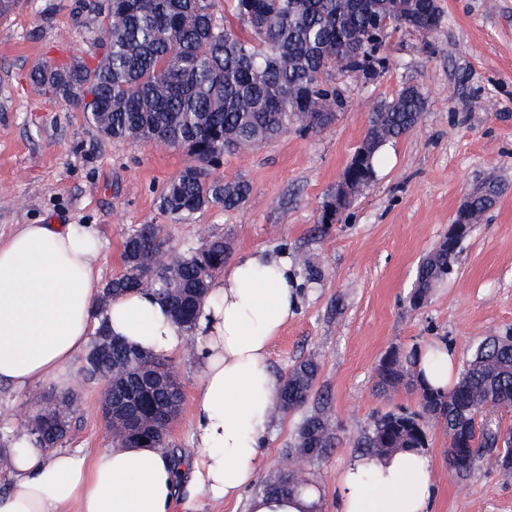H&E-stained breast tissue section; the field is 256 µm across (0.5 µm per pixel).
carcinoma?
Returning <instances> with one entry per match:
<instances>
[{
	"instance_id": "cac0c4a2",
	"label": "carcinoma",
	"mask_w": 512,
	"mask_h": 512,
	"mask_svg": "<svg viewBox=\"0 0 512 512\" xmlns=\"http://www.w3.org/2000/svg\"><path fill=\"white\" fill-rule=\"evenodd\" d=\"M101 15L107 35L95 39L91 60L61 59L37 67L31 82L43 93L82 110L103 135L130 142L185 147L193 158L162 190L160 210L175 221L197 211L242 206L252 188L245 180L224 182L211 177L229 150H248L279 138L300 124L321 129L343 106L335 73L362 66L357 50H381L384 35L375 20L388 17L424 36L442 24L438 7L417 10L415 0H233L238 27L217 15L216 0H78L76 14ZM426 97L415 86L403 88L371 113L361 148V167L350 171L357 188L374 178L380 149L406 134L425 110ZM162 227L142 224L127 233L122 274L105 290L117 297L152 284L169 306L177 324L194 328L198 309L214 275L224 270L229 247L211 236L198 251L176 254L174 272L152 263L164 246ZM460 245H439L422 261L417 275L424 296L451 272ZM137 348L111 336L99 321L88 343L85 380L104 381L115 365ZM319 373L312 358L298 361L282 375L274 410L287 414L309 399ZM112 386L116 415H125L123 400L142 377ZM411 388L421 412L386 413L364 434L366 451L380 454L396 448H424L427 425H441L448 435L449 467L467 476L483 465L507 474L512 460V428L502 426L499 413L512 411V336L478 341L454 387L446 393L419 381L414 353L389 352L378 367V387L391 393ZM182 391L178 381L154 393L151 411L177 415ZM73 416L46 432L40 423L28 428L32 444L47 451L69 432ZM333 420L325 411L307 416L288 448V470L261 480L258 491L290 494L306 478L303 460L321 459L333 446ZM140 443L170 456L168 438L145 433Z\"/></svg>"
}]
</instances>
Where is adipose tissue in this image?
I'll use <instances>...</instances> for the list:
<instances>
[{"label":"adipose tissue","mask_w":512,"mask_h":512,"mask_svg":"<svg viewBox=\"0 0 512 512\" xmlns=\"http://www.w3.org/2000/svg\"><path fill=\"white\" fill-rule=\"evenodd\" d=\"M101 239L90 224H24L0 241V382L29 391L46 382L72 385L69 365L91 328L106 319L114 336L171 356L191 351L199 372L192 420L196 453L188 463L199 500H246V512H319L313 484L292 495H247L268 446L281 386L269 358L274 339L297 313L300 290L292 258L256 248L212 280L193 335L148 292L102 302ZM419 377L443 390L457 381L455 356L435 341L417 350ZM9 489L0 512H171L178 477L163 452L120 443L88 455L48 452L18 432L7 450ZM431 458L422 448L357 454L337 483L336 512H435Z\"/></svg>","instance_id":"obj_1"}]
</instances>
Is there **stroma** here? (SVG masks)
<instances>
[{"label":"stroma","mask_w":512,"mask_h":512,"mask_svg":"<svg viewBox=\"0 0 512 512\" xmlns=\"http://www.w3.org/2000/svg\"><path fill=\"white\" fill-rule=\"evenodd\" d=\"M75 2L20 0L0 20V236L23 224L95 225L106 282L123 270L126 234L143 224L161 225L175 253L212 235L224 237L234 256L259 247L287 251L302 281V302L273 344L271 366L281 374L311 358L319 374L302 408L275 417L258 474L285 467L284 450L303 419L327 406L336 441L306 469L324 491L321 512H334L336 481L375 419L419 409L412 390L378 391L386 353L443 340L462 367L475 342L512 330V0H438L443 23L435 34L394 31L377 76H337L346 105L328 127L295 126L272 143L225 154L211 175L251 184L242 208H205L184 222L162 213L158 197L191 163L186 149L103 136L83 112L28 82L34 66L59 53L87 57L102 34L101 19L75 15ZM408 85L426 95L421 119L382 147L374 180L333 223H322L371 112ZM490 176L503 185L495 206L463 241L447 281L412 309L407 296L421 260ZM173 363L184 401L171 444L189 458L199 377L187 355ZM82 366L75 357L77 381L66 392L77 397L79 411L62 446L91 454L111 444L112 431L98 413L104 386L82 380ZM33 415L28 398L0 384V437L26 428ZM447 446L440 429H429L436 512H512V474L486 466L458 477Z\"/></svg>","instance_id":"stroma-1"}]
</instances>
